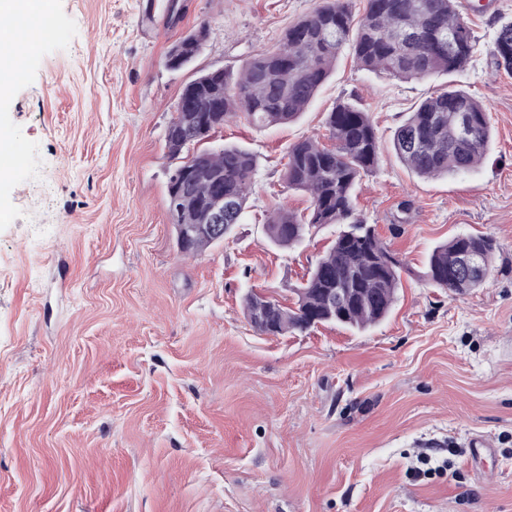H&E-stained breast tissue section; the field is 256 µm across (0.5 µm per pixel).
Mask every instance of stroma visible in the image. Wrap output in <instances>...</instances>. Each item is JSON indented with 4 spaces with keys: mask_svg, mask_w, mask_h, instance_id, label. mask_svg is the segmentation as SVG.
I'll return each instance as SVG.
<instances>
[{
    "mask_svg": "<svg viewBox=\"0 0 512 512\" xmlns=\"http://www.w3.org/2000/svg\"><path fill=\"white\" fill-rule=\"evenodd\" d=\"M320 2L51 0L55 37L20 30L13 51L36 46L0 92V152L24 153L0 176V512H512V73L491 54L512 0H469L477 51L451 77L398 80L346 51L297 121L225 125L211 146L257 157L249 207L201 254L177 244L165 132L183 87L238 71ZM204 22L201 55L169 69ZM449 80L487 108L492 140L471 172L423 179L392 139ZM341 100L379 138L357 205L405 265L397 300L364 331L265 335L244 295L292 303L338 231L285 250L263 224L308 206L283 187L286 151L326 140ZM459 233L499 250L481 288L451 297L423 271ZM421 451L458 478L409 474ZM210 34V26L203 23L194 31L179 38L168 52L167 64L171 68H180L193 61L203 50Z\"/></svg>",
    "mask_w": 512,
    "mask_h": 512,
    "instance_id": "35a3bbf8",
    "label": "stroma"
}]
</instances>
